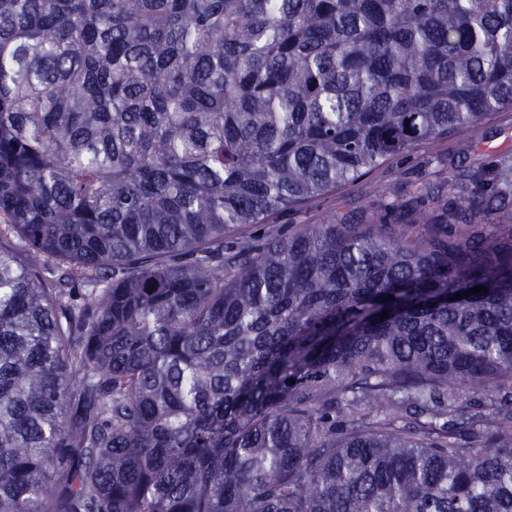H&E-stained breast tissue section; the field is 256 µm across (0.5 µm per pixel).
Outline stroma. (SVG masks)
<instances>
[{
	"label": "stroma",
	"mask_w": 512,
	"mask_h": 512,
	"mask_svg": "<svg viewBox=\"0 0 512 512\" xmlns=\"http://www.w3.org/2000/svg\"><path fill=\"white\" fill-rule=\"evenodd\" d=\"M512 153V109L495 112L478 129L459 128L440 139L437 146L421 144L388 158L363 178L343 185L328 195L310 199L299 210H284L269 222L284 230L297 224H315L332 213L360 220L368 213H383L389 193L414 201L428 183L453 181L458 170L491 173L500 157Z\"/></svg>",
	"instance_id": "1"
}]
</instances>
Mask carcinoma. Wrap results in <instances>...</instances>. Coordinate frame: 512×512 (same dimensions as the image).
I'll use <instances>...</instances> for the list:
<instances>
[{
	"instance_id": "1",
	"label": "carcinoma",
	"mask_w": 512,
	"mask_h": 512,
	"mask_svg": "<svg viewBox=\"0 0 512 512\" xmlns=\"http://www.w3.org/2000/svg\"><path fill=\"white\" fill-rule=\"evenodd\" d=\"M506 106L512 0H0V512H512V155L246 232Z\"/></svg>"
}]
</instances>
